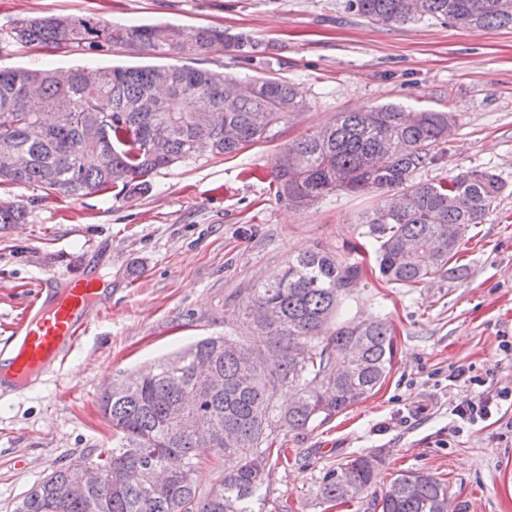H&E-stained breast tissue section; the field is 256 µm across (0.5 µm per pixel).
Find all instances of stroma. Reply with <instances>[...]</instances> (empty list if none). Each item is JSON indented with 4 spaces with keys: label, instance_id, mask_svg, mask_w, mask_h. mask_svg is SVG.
<instances>
[{
    "label": "stroma",
    "instance_id": "35a3bbf8",
    "mask_svg": "<svg viewBox=\"0 0 512 512\" xmlns=\"http://www.w3.org/2000/svg\"><path fill=\"white\" fill-rule=\"evenodd\" d=\"M93 15L113 24L169 23L191 39L201 26L245 33L254 59L218 48L176 63L298 85L306 107L277 136L230 156L202 154L159 169L149 186L79 198L38 184L0 185V204L22 206L0 224V348L41 281L98 260L112 290L63 365L25 392L0 394V512L52 469L112 445L99 399L112 382L151 367L205 336H242L237 314L252 290L283 272L291 255L322 247L347 255L372 195H330L307 207L278 200L272 171L283 147L337 113L397 103L452 112L457 122L438 164L420 180L468 168L503 181L497 202L458 254L467 275L395 288L364 274L350 297L360 316L388 320L396 356L381 388L330 422L281 429L287 466L260 489L264 512H372V493L405 471L444 481L455 512H512V403L467 422L453 409L512 389V30L472 31L422 19L379 25L347 0H0V38L23 16ZM145 52L50 51L9 44L0 66L58 69L148 65ZM382 463L369 493L327 507L317 493L330 470L360 455Z\"/></svg>",
    "mask_w": 512,
    "mask_h": 512
}]
</instances>
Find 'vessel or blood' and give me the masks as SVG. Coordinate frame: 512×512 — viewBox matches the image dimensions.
<instances>
[{
    "instance_id": "obj_1",
    "label": "vessel or blood",
    "mask_w": 512,
    "mask_h": 512,
    "mask_svg": "<svg viewBox=\"0 0 512 512\" xmlns=\"http://www.w3.org/2000/svg\"><path fill=\"white\" fill-rule=\"evenodd\" d=\"M31 314L17 324L8 362V384L16 391L53 365L62 363L80 344L91 322V310H103L105 292L87 273L69 278L50 301L33 299Z\"/></svg>"
}]
</instances>
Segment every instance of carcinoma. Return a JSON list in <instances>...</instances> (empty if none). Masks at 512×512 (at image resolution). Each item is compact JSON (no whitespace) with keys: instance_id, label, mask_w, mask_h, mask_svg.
Here are the masks:
<instances>
[{"instance_id":"1","label":"carcinoma","mask_w":512,"mask_h":512,"mask_svg":"<svg viewBox=\"0 0 512 512\" xmlns=\"http://www.w3.org/2000/svg\"><path fill=\"white\" fill-rule=\"evenodd\" d=\"M357 15L381 25L417 19L413 0H348ZM421 16L473 31L512 29V0H420ZM8 39L89 54L114 47L170 56L222 47L249 54L243 34L200 28L186 45L171 25L112 26L92 16L23 17ZM168 70L169 82L158 73ZM90 87L61 69L0 67V185L38 183L69 197L109 188L147 186L154 172L203 153L226 156L267 141L276 126L306 107L298 86L260 77L236 95V79L188 65L111 66ZM39 83L40 111L20 105L24 87ZM210 108L212 131L191 104ZM447 112H411L386 104L340 112L335 121L286 145L273 176L279 199L296 207L332 192L375 193L381 200L361 223L351 256L301 252L277 280L254 289L246 344L226 349L208 336L162 359L154 369L115 382L99 409L112 447L97 449V483L77 486L70 466L52 470L25 492L13 512H255L269 462L288 463L274 447L277 432L331 421L377 390L393 367L396 346L383 319L348 316L346 301L369 265L400 288L462 277L453 263L468 230L483 223L503 183L487 170L439 181L414 177L443 156ZM26 211L0 206V224H21ZM286 386L293 400L274 404ZM237 460L207 493L195 474L198 450ZM381 459L361 455L329 471L319 487L331 507L369 488ZM376 512H448V486L430 474H399L372 502Z\"/></svg>"}]
</instances>
